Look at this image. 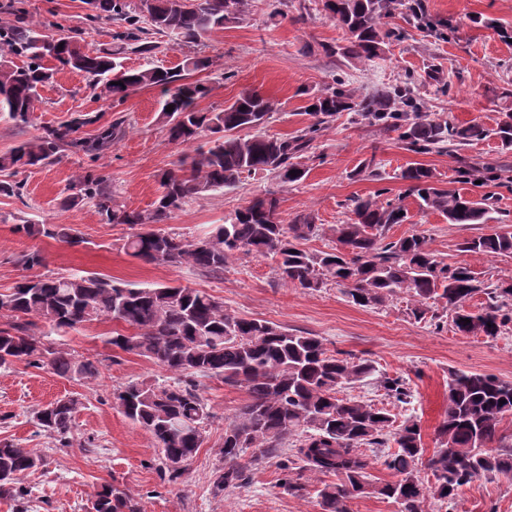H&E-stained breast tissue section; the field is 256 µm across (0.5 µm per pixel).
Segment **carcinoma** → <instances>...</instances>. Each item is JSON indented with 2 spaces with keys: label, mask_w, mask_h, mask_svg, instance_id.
<instances>
[{
  "label": "carcinoma",
  "mask_w": 512,
  "mask_h": 512,
  "mask_svg": "<svg viewBox=\"0 0 512 512\" xmlns=\"http://www.w3.org/2000/svg\"><path fill=\"white\" fill-rule=\"evenodd\" d=\"M84 0L86 20L114 24L112 42L86 51L78 34L55 27L51 33L23 13L0 21V112L21 123L42 102L41 90L57 68L82 74L90 87L102 86L112 101L122 103L131 91L158 87L163 99L160 121L169 142L205 144L184 155L175 168L160 175L162 193L149 212L129 211L112 198L110 179L92 170L76 175L69 185L70 203L95 202L110 224H159L193 196L233 187L258 173L273 175L284 185L304 180L302 163L320 134L341 112H351L379 131L399 132L404 148L415 154L442 152L451 146L479 143L492 136L512 149V107L502 113L496 128L478 122L453 124L432 115L417 88L397 82L359 98L338 85L308 99L311 122L292 136L262 132L275 103L257 91L240 94L232 103L209 111L197 109L210 89L196 72L210 60L185 56L181 67L126 69L118 59L128 53L152 54L150 37L166 34L180 43H195L214 30L243 20L247 0ZM321 10L344 32L343 43L326 53L349 63L368 65L384 59L401 29L391 25L395 15L417 28L433 30L424 0H317ZM22 56L18 66L12 60ZM174 106L173 111L166 107ZM97 117L75 118L48 127L0 155V170H25L53 163L63 152L100 155L124 134L122 123L103 127L93 138L79 135ZM248 134L241 135L242 131ZM292 170L299 171L295 176ZM398 177L407 182L405 196L383 199L381 194L356 197L348 204L349 217L331 227L336 247L307 251L300 243L319 235L314 216L301 214L284 224L280 199L271 192L256 195L234 216L192 240L175 233L148 230L131 235L127 254L146 263L187 264L204 272H221L238 255L270 257L281 279L296 288L317 292L334 282L361 307L385 304L397 293L415 302L413 315L425 314L428 301L442 303L455 331L495 338L512 328V278H503L489 291L490 303L479 311L467 306L482 288L475 273L463 264L437 258L425 234L386 241L395 224L410 220L404 197L412 196L422 211L438 212L450 224H486L497 202L496 189L512 188V178L498 171L491 176L467 159H460L456 179L487 187L472 200L457 190L436 184L434 172L420 164L404 168ZM47 234L76 244L77 231L58 224ZM463 252L512 254V230L495 231L465 240ZM0 311L9 320L0 326V367L23 361L29 367L57 376L91 380L99 362L77 359L69 351L36 335V321L65 333L86 323L109 319L126 326L108 344L125 353L145 357L175 378L168 382H130L112 393V403L125 417L147 430L160 450L168 481L180 478L204 441L214 413L201 393L197 377L212 376L246 390L248 399L224 427L220 449L224 465L215 472L214 488L223 491L243 481L241 459L253 451L259 457L280 458L288 474L296 469L337 477L316 489L321 512H348L347 502L375 495L391 499L399 512H423L427 499L445 502L474 479L512 474V434L504 420L512 418V381L479 372H448V407L437 428V448L426 456L419 423L396 422L384 407L340 396L341 389L375 375L366 360L330 353L310 334L290 333L261 319L238 317L205 291L178 286L132 288L96 273L44 277L23 282L0 295ZM470 323H464V319ZM385 395L408 404L411 391L404 378L383 376ZM80 406L75 397L59 399L35 413L37 425L59 445L68 434ZM395 448L384 450L387 441ZM377 450L393 475L385 483L372 482L369 455ZM42 457L32 448L0 440V497L17 502L27 512V489L21 478L37 469ZM431 478L424 479L422 470ZM93 512H140L129 494L112 485L101 487Z\"/></svg>",
  "instance_id": "obj_1"
}]
</instances>
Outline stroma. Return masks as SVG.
<instances>
[{"mask_svg":"<svg viewBox=\"0 0 512 512\" xmlns=\"http://www.w3.org/2000/svg\"><path fill=\"white\" fill-rule=\"evenodd\" d=\"M433 19L457 26L458 37L406 27L385 59L356 65L328 56L324 48L341 42L343 33L323 11L274 15L275 0H249L245 17L233 27L214 31L196 44H174L158 36V50L151 56L127 53L129 69L162 66L172 68L184 56H208L213 66L200 80L211 87L197 107L209 110L231 103L245 91L255 90L272 99L264 130L282 136L308 123L304 108L311 93L343 83L359 96L413 75L430 110L456 123L479 122L495 127L506 105L502 96L508 70L512 69V43L498 34L512 27V0H424ZM34 19L83 31V44L94 49L109 42L112 27L101 21L86 26L83 0H24ZM484 25L476 26L471 16ZM436 67L448 89L437 93L426 87V72ZM43 101L28 122L0 113V154L39 134L43 127L72 120L81 113L97 115V124L83 127L84 136L98 125L122 120L125 133L111 150L97 158L65 153L58 161L26 171H0V182H19L21 196L0 195V294L8 293L24 278L67 277L90 272L136 288L181 285L206 291L227 311L242 318L264 319L291 331L318 336L331 352L349 353L370 361L376 377L343 389L345 397L391 407L398 419L418 421L426 450L436 446V430L448 406V372H484L512 380V330L497 338L465 336L451 326L441 304L434 303L424 318L413 317L411 299L398 293L381 307H360L349 302L341 287L328 284L309 293L280 280L273 260L236 256L218 274L189 266L149 264L128 256L123 245L137 226L110 224L90 201L65 206L68 187L76 174L91 167L112 181V196L129 209H152L161 193L158 176L175 167L185 145L169 143L159 120V89L133 91L122 104L87 87L81 74L59 71L53 84L42 92ZM307 160L309 173L302 183L284 186L259 174L235 187L189 199L161 229L182 237H197L229 214L245 206L257 194L270 191L280 199V218L291 222L297 215L314 214L317 223L331 227L346 218L345 205L355 195L378 192L403 197L411 215L407 224L393 225L391 238L422 233L439 260L463 264L485 286L469 301L471 309L484 307L487 288L512 276V254L488 256L460 251L463 238L512 225V192H503L493 220L485 224H451L436 212L419 211L404 194L399 178L403 168L421 164L431 168L443 188H460L474 195V185L454 182L458 156L464 155L492 170H512V149L496 138L463 147L461 152L416 154L404 149L396 132H378L355 124L350 113H341L317 139ZM375 158L378 176L350 178L349 173L365 158ZM24 224H70L80 243L70 245L53 238L21 232ZM39 253L42 263L27 267L22 259ZM112 321H95L55 335L56 342L76 355L100 361L96 379L74 380L28 367L17 361L0 368V440L35 449L42 465L22 478L30 490L27 512H92L101 486L114 484L127 490L141 512H321L315 489L321 476L304 471L307 487L301 494L288 493L280 484L275 458L249 464L242 486L215 493L214 473L223 464L219 449L224 427L247 395L243 388L211 377L199 378L201 394L216 418L196 457L178 482H168L160 470V453L152 435L126 418L112 404L114 388L132 380L164 381L168 372L146 358L112 348L108 340ZM401 376L411 388V402L392 405L378 383L379 377ZM77 395L82 401L71 430L72 445L58 447L37 425L34 414L57 398ZM425 512H512V475L475 479L462 487L447 505L427 501Z\"/></svg>","mask_w":512,"mask_h":512,"instance_id":"stroma-1","label":"stroma"}]
</instances>
